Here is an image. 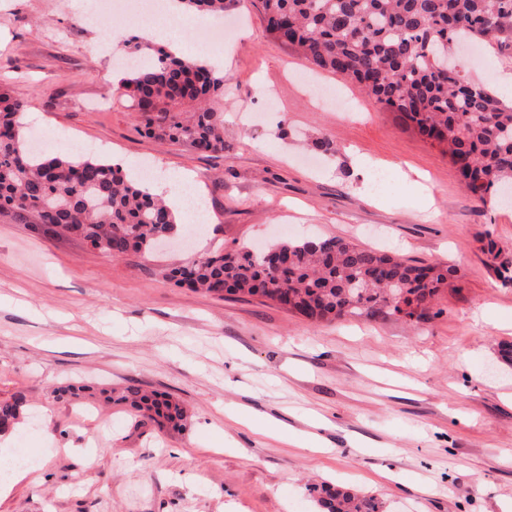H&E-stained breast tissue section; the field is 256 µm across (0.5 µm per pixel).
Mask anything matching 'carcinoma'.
<instances>
[{"mask_svg": "<svg viewBox=\"0 0 512 512\" xmlns=\"http://www.w3.org/2000/svg\"><path fill=\"white\" fill-rule=\"evenodd\" d=\"M182 2L212 15L227 7L226 0ZM257 8L267 30L311 69L355 80L422 138L444 147L473 198L484 203L512 189V102L448 71L457 40L512 54V0H257ZM122 83L146 134L199 153L224 151V113L212 106L224 78L159 47ZM187 107L192 116L184 120ZM20 110L0 93V218L48 224L113 257L148 252L178 231L175 212L119 165L31 151ZM454 273L343 239L305 238L266 251H215L167 277L218 296H258L318 324L347 316L418 322ZM120 401L162 428L185 427L184 408L166 395L132 383ZM26 406L22 394L0 401V434L16 427ZM309 492L320 512H379L373 496L327 484Z\"/></svg>", "mask_w": 512, "mask_h": 512, "instance_id": "cac0c4a2", "label": "carcinoma"}]
</instances>
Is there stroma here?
Wrapping results in <instances>:
<instances>
[{
	"label": "stroma",
	"mask_w": 512,
	"mask_h": 512,
	"mask_svg": "<svg viewBox=\"0 0 512 512\" xmlns=\"http://www.w3.org/2000/svg\"><path fill=\"white\" fill-rule=\"evenodd\" d=\"M84 0H0V92L22 103L47 152L157 173L191 172L208 218L187 250L114 258L67 235L0 222V400L25 395L8 445L39 460L0 512H318L309 487L375 496L381 512H512V204L474 200L442 147L352 80L310 70L275 40L256 0H230L224 149L199 154L145 134L115 58L154 53L87 25ZM497 91L512 57L456 50ZM358 110L319 105L312 86ZM325 139L329 152L313 150ZM393 187L377 191L366 164ZM336 237L415 264L452 266L435 312L310 323L259 298L175 285L170 269L214 248ZM86 381L136 382L179 399L183 431L128 408L60 396ZM323 426L312 430V420Z\"/></svg>",
	"instance_id": "stroma-1"
}]
</instances>
